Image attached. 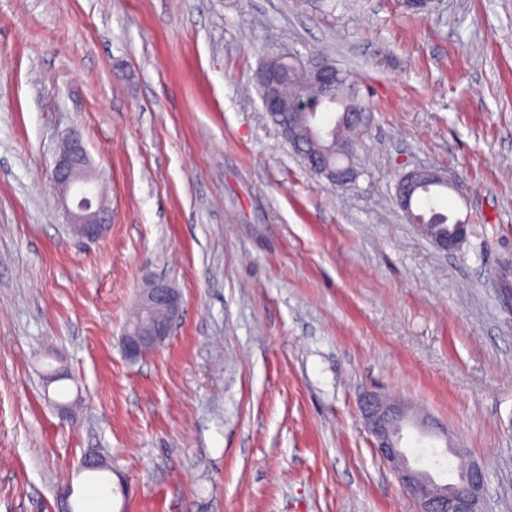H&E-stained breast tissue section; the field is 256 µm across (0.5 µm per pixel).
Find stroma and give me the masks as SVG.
Returning a JSON list of instances; mask_svg holds the SVG:
<instances>
[{"instance_id": "stroma-1", "label": "stroma", "mask_w": 512, "mask_h": 512, "mask_svg": "<svg viewBox=\"0 0 512 512\" xmlns=\"http://www.w3.org/2000/svg\"><path fill=\"white\" fill-rule=\"evenodd\" d=\"M316 50L368 105L346 186L258 94ZM73 128L112 213L95 242L49 180ZM424 166L456 253L397 203ZM159 277L175 328L128 360ZM369 392L447 426L406 427L409 458L446 483L466 449L481 512H512V0H0V512H87L95 486L110 512H416ZM92 451L109 470L79 472ZM424 179L443 181L444 178L434 169L427 167H418L403 174L397 184L396 194L401 204L408 199L410 190L413 189Z\"/></svg>"}]
</instances>
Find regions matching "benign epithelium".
I'll list each match as a JSON object with an SVG mask.
<instances>
[{"instance_id":"1","label":"benign epithelium","mask_w":512,"mask_h":512,"mask_svg":"<svg viewBox=\"0 0 512 512\" xmlns=\"http://www.w3.org/2000/svg\"><path fill=\"white\" fill-rule=\"evenodd\" d=\"M269 77H286L296 83L315 82L321 87H330L338 82L339 73L320 62L311 61L298 69L281 63H270L260 70ZM331 107L318 98L299 99L288 107L292 116L305 114L310 117ZM306 166L314 173L327 178L331 183L344 186L356 179L353 166L330 169L320 158L307 156ZM425 179L443 180L434 169L418 167L403 174L397 184L396 194L400 203H405L410 190ZM51 182L64 205L67 223L74 234L87 240L100 238L107 231L108 217L98 188L97 177L89 165L87 150L80 135L72 134L64 143L60 157L52 171ZM468 225L454 224L444 236L431 235L429 241L442 252H454L467 237ZM139 305L150 313L160 307L164 314L125 326L122 348L131 360H136L158 350L171 335L172 326L179 316L181 297L170 284L153 282L144 289ZM362 411L365 427L373 439L378 456L389 464L407 495L416 505L417 512H480V500L485 484L484 469L475 461L466 465L462 478L453 483H442L430 472L411 462L403 446V430L410 419L407 408L375 394L363 400Z\"/></svg>"}]
</instances>
